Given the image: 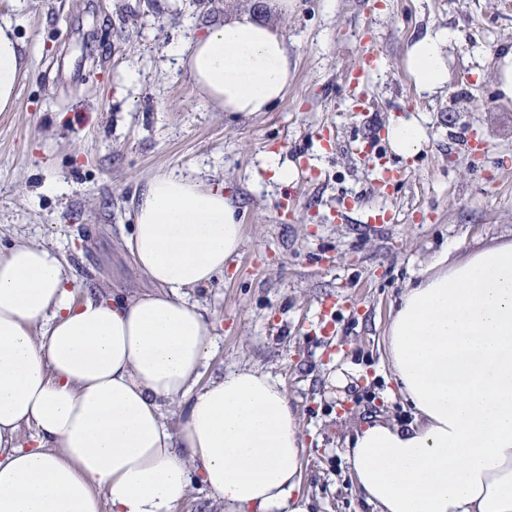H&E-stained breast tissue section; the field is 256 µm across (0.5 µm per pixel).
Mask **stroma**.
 Returning <instances> with one entry per match:
<instances>
[{
    "mask_svg": "<svg viewBox=\"0 0 512 512\" xmlns=\"http://www.w3.org/2000/svg\"><path fill=\"white\" fill-rule=\"evenodd\" d=\"M244 9L277 26L294 64L284 100L249 117L203 103L168 55ZM5 15L24 67L0 112V246L55 249L80 295L146 292L125 246L135 196L173 171L223 187L243 238L223 275L190 293L214 338L201 379L245 365L280 379L310 512H374L343 448L355 420H415L386 358L404 289L449 242L463 257L512 239V99L500 90L512 0H288L284 14L272 0H0ZM442 29L448 80L424 92L407 55ZM369 51L379 63L357 115L342 86ZM411 117L422 147L393 155L408 179L380 183L375 158L349 145L393 154L387 128ZM268 151L298 171L291 213ZM375 206L391 220L370 229Z\"/></svg>",
    "mask_w": 512,
    "mask_h": 512,
    "instance_id": "35a3bbf8",
    "label": "stroma"
}]
</instances>
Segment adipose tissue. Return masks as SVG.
Returning <instances> with one entry per match:
<instances>
[{
	"label": "adipose tissue",
	"instance_id": "ef3b65f1",
	"mask_svg": "<svg viewBox=\"0 0 512 512\" xmlns=\"http://www.w3.org/2000/svg\"><path fill=\"white\" fill-rule=\"evenodd\" d=\"M448 38L411 47L421 91L445 84ZM171 53L222 111L268 112L288 92V44L249 12ZM21 71L13 20L0 17V112ZM134 218L126 247L150 293L79 298L54 249L0 248V512H174L194 475L235 512H308L285 386L249 366L197 383L214 340L189 292L240 247L236 208L172 172L148 180ZM437 264L387 331L415 421L356 422L345 455L375 512H512V240L461 260L446 249ZM24 427L32 446L18 442Z\"/></svg>",
	"mask_w": 512,
	"mask_h": 512
}]
</instances>
